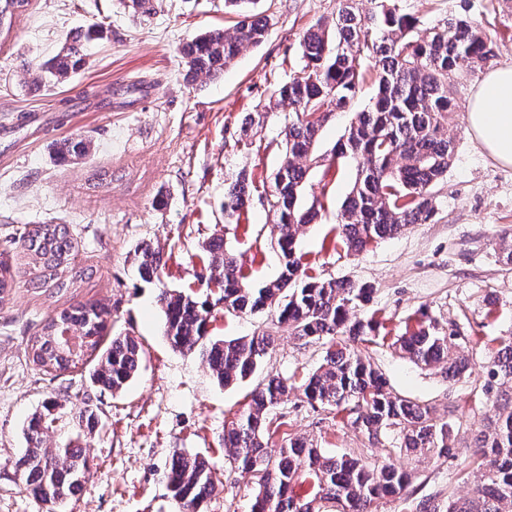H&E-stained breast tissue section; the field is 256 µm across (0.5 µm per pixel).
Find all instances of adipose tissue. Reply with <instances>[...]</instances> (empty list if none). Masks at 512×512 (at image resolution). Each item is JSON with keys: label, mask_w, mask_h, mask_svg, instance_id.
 <instances>
[{"label": "adipose tissue", "mask_w": 512, "mask_h": 512, "mask_svg": "<svg viewBox=\"0 0 512 512\" xmlns=\"http://www.w3.org/2000/svg\"><path fill=\"white\" fill-rule=\"evenodd\" d=\"M471 134L487 155L512 167V64L488 71L467 110Z\"/></svg>", "instance_id": "1"}]
</instances>
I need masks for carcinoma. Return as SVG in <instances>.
Returning a JSON list of instances; mask_svg holds the SVG:
<instances>
[{"mask_svg":"<svg viewBox=\"0 0 512 512\" xmlns=\"http://www.w3.org/2000/svg\"><path fill=\"white\" fill-rule=\"evenodd\" d=\"M256 0H224L241 13L233 30L209 31L185 42L180 55L185 78H212L224 73L242 48L260 44L271 18L246 9ZM30 0H0V30L12 25ZM104 30L92 26L66 43L53 57L28 71L37 87L63 82L84 65L81 42L101 39ZM303 65L280 84L275 95L291 107L292 118L282 163L274 176L267 204L275 216L280 252L278 276L250 283L243 264L224 248V240L206 244L211 255L210 275L220 278L218 302L224 313L237 315L267 310L278 324H286L301 340L323 341L324 362L297 387L272 375L252 394L248 408L224 427V447L242 470L255 478L251 512H323L332 503L336 512H373L379 501L399 495L410 485L411 474L393 463L405 457L448 459L456 454L460 431L456 408L439 416L434 406L395 393L377 368L364 362L360 347L376 343L384 324L376 314L351 320V313L368 305L373 288L350 280H320L307 275L295 244L299 229L315 224L323 203L312 197L301 202L313 147L325 120L327 106L346 111L365 79L368 62L376 94L356 113L342 140L331 152L332 164L350 162L356 178L338 214V237L350 251L361 252L376 240L402 233L411 224H429L435 216L434 187L447 173L453 147L446 133L454 98L448 74L476 73L495 57V43L464 17H451L425 27L399 6V0H377L367 12L354 0H338L336 23L308 30L300 42ZM88 152L80 135L56 146L59 159L78 160ZM251 201L248 178L238 176L224 190V212L232 219ZM10 247L32 257L38 270L30 283L59 292L78 287L89 272L73 259L76 242L62 224H35L24 228ZM138 276L147 283L160 280L163 259L150 245L135 251ZM14 287L11 267L0 261V302ZM157 303L164 314V336L179 351H196L217 383L228 386L252 375L273 349L268 331L231 339L208 335L209 299L195 292L163 289ZM111 311L92 303H76L47 320L30 340L32 362L46 371H68L86 362L107 335ZM468 337L448 330L425 312L404 321L393 345L414 363L438 366L445 378L456 380L468 369L460 355ZM142 348L133 337L114 336L92 371L93 383L114 393L138 374ZM485 394L498 403V414L475 435L470 462L474 490L424 496L415 512H512V337L500 342L486 362ZM301 392L311 405L335 411L339 423L364 435L371 445L385 447L382 461L368 463L348 454L328 455L305 438L285 435L270 449L268 416L272 409ZM47 414H35L28 423V448L21 476L36 498L58 512L86 482L88 458L68 441L49 448L44 434L52 427ZM172 499L185 512L199 506L218 490L213 468L197 455L175 451L164 473ZM307 481L313 496L300 500L293 487Z\"/></svg>","mask_w":512,"mask_h":512,"instance_id":"1","label":"carcinoma"}]
</instances>
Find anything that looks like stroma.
<instances>
[{
  "label": "stroma",
  "instance_id": "35a3bbf8",
  "mask_svg": "<svg viewBox=\"0 0 512 512\" xmlns=\"http://www.w3.org/2000/svg\"><path fill=\"white\" fill-rule=\"evenodd\" d=\"M403 9L431 25L466 16L495 40L491 67L512 63V0H401ZM274 18L261 44L249 45L216 79L186 82L180 46L239 19L224 0H159L141 19L121 0H31L16 15L8 38L0 37V257L12 265L16 286L0 303V512H45L29 493L15 461L24 451L28 418L45 410L56 422L48 446L75 439L85 448L90 471L65 512H178L162 473L173 451L206 458L219 482L199 512H250V474L230 461L224 428L248 407L266 378L301 379L325 356L317 341L305 342L287 325H273L268 312L225 314L215 306L209 332L249 336L275 327L273 349L249 378L222 387L198 353L173 350L165 340L161 289L202 291L209 275V240L223 238L244 263L251 281L275 277L273 217L265 199L283 159L288 104L274 91L301 66L300 40L312 25H332L336 0H259ZM94 25L107 38L86 48L85 65L67 81L40 88L25 64L55 55L65 41ZM481 74H450L456 107L448 116L455 151L436 187V215L361 253L334 249L336 216L356 169L330 166L328 155L355 112L375 93L365 82L351 110L330 112L314 148L306 190L322 193L318 223L302 228L297 254L309 274L373 286L368 311L389 328L427 312L468 336V372L446 380L439 368L416 365L390 341L363 347L394 392L446 412L459 406L455 458L406 462L414 497L447 487L471 492L456 472L469 460L468 445L495 409L482 397L489 349L512 337V269L498 260L502 231L512 230V167L487 157L467 125V103ZM261 113L246 130L244 117ZM79 134L86 157L60 162L55 146ZM252 189L238 219L224 218V189L237 174ZM26 224H63L78 243V261L93 274L65 292L29 285L33 266L8 242ZM142 244L160 251L164 268L155 283L140 280L134 251ZM497 314L486 317V300ZM112 311L109 335H130L143 350L136 378L118 394L94 386L90 365L47 372L29 361L30 339L41 324L75 302ZM97 415L93 431L78 429L80 409ZM287 433L313 440L329 454L365 460L382 456L352 428L322 406L302 398L271 412Z\"/></svg>",
  "mask_w": 512,
  "mask_h": 512
}]
</instances>
